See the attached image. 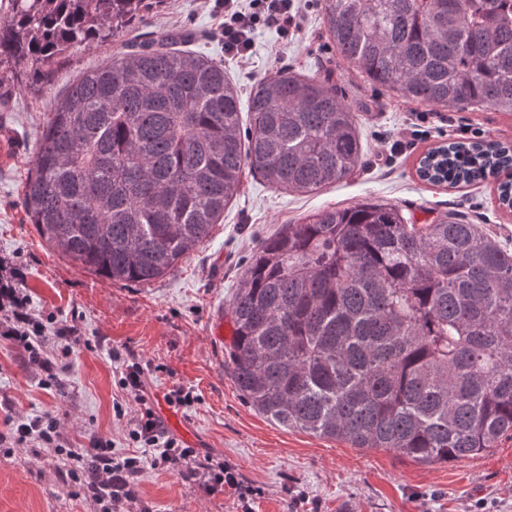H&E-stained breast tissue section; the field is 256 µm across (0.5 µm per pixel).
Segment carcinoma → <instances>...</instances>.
Listing matches in <instances>:
<instances>
[{
  "label": "carcinoma",
  "instance_id": "1",
  "mask_svg": "<svg viewBox=\"0 0 512 512\" xmlns=\"http://www.w3.org/2000/svg\"><path fill=\"white\" fill-rule=\"evenodd\" d=\"M329 38L372 83L417 104L512 114V0H323ZM146 0H9L0 63L57 62L147 22ZM158 30L82 73L47 112L23 204L40 236L103 280L149 283L211 236L246 172L316 193L363 164L355 108L327 77L258 82L242 127L224 66ZM512 173V147L452 142L418 175ZM229 311L225 363L285 429L458 461L512 433V248L445 215L324 208L265 240Z\"/></svg>",
  "mask_w": 512,
  "mask_h": 512
}]
</instances>
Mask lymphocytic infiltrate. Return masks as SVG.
I'll return each mask as SVG.
<instances>
[{"label":"lymphocytic infiltrate","mask_w":512,"mask_h":512,"mask_svg":"<svg viewBox=\"0 0 512 512\" xmlns=\"http://www.w3.org/2000/svg\"><path fill=\"white\" fill-rule=\"evenodd\" d=\"M216 12L223 14L224 50L229 56L246 60L252 48V35L261 26L274 25L282 31L301 28L299 6L296 0H214ZM9 333L28 352L31 364L46 373L49 381H56L61 368L59 356L69 355L81 339L75 330L65 325L46 326L39 315L18 313ZM113 361L121 362L119 386L123 402L113 405L115 418L123 422L124 435L131 452L117 456L111 441L94 436L88 447L71 448L61 445L57 416L46 412L30 417L6 415L14 444L33 443L72 461L67 472L78 491L89 494L106 512H125L127 504L138 499L137 481L147 471L174 470L192 476L201 474L210 490L237 487L233 468L223 460L199 459L196 449L170 434L156 418L145 394L144 370L135 361H122L120 353H113ZM137 403L135 414H128L126 403Z\"/></svg>","instance_id":"f902f5d3"}]
</instances>
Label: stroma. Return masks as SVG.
Here are the masks:
<instances>
[{"mask_svg":"<svg viewBox=\"0 0 512 512\" xmlns=\"http://www.w3.org/2000/svg\"><path fill=\"white\" fill-rule=\"evenodd\" d=\"M220 28L210 0H168L152 8L148 25L134 33L142 40L158 29L193 34L192 50L223 65L244 94L283 68L330 76L345 101L365 106L358 115L363 167L314 195L279 191L246 176L210 238L173 273L141 285L105 281L41 239L22 204V187L55 97L82 72L122 51L123 43L73 50L58 65L50 89L36 82L29 66L1 64L10 96L0 108V281L17 288L31 312L75 326L83 343L64 358L61 387L44 388L23 348L6 335L5 317L14 305L0 298V409L54 413L64 441L85 446L95 434L110 440L115 453H127L112 411L113 400L122 396L120 370L110 357L116 350L143 366L148 402L170 433L200 456L224 459L241 483L261 489L244 501L234 489L209 493L201 478L151 470L138 483L151 512H512V438L461 461L425 464L392 450L284 429L244 400L224 365L227 342L214 334L263 240L322 208L390 203L416 224L451 213L512 243V210L499 203L494 183L434 185L415 172L419 154L441 142H512V114L488 106L441 107L416 122L418 105L372 84L338 55L325 31L321 0H306L299 32L258 29L242 64L225 57ZM414 122L419 134L391 152L399 131ZM179 387L192 392V404L167 403L166 394ZM7 432L0 422V512H98L76 496L60 456L17 446Z\"/></svg>","mask_w":512,"mask_h":512,"instance_id":"obj_1","label":"stroma"}]
</instances>
